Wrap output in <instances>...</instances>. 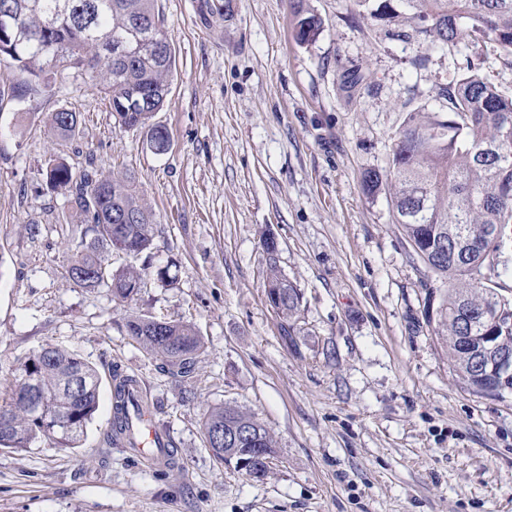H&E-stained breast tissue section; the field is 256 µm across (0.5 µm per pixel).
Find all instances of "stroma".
Returning a JSON list of instances; mask_svg holds the SVG:
<instances>
[{
    "label": "stroma",
    "instance_id": "obj_1",
    "mask_svg": "<svg viewBox=\"0 0 512 512\" xmlns=\"http://www.w3.org/2000/svg\"><path fill=\"white\" fill-rule=\"evenodd\" d=\"M322 21L299 42L291 0H157L176 50L153 118L171 146L115 122L88 79L14 98L0 79V400L32 352L66 348L95 365L99 408L77 449L0 450V512H512V396L458 380L434 334L441 283L392 222L387 191L366 193L409 112L434 109L464 47L429 49L409 23L385 37L347 0H303ZM81 116L57 139L50 116ZM134 178L156 218L130 260L145 286L121 302L65 268L79 232L48 159ZM277 265L304 299L291 336L264 288ZM175 262V280L155 271ZM191 323L206 344L185 382L124 331L126 317ZM134 378L178 450L150 472L104 447L111 372ZM232 403L273 434L260 481L215 462L200 424Z\"/></svg>",
    "mask_w": 512,
    "mask_h": 512
}]
</instances>
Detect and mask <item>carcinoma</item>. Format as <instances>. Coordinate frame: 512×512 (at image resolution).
<instances>
[{"label":"carcinoma","mask_w":512,"mask_h":512,"mask_svg":"<svg viewBox=\"0 0 512 512\" xmlns=\"http://www.w3.org/2000/svg\"><path fill=\"white\" fill-rule=\"evenodd\" d=\"M0 0L10 11L11 28L25 33L12 49L0 46L5 61L22 75L14 86L18 100L41 95L51 80L67 69L85 75L100 88L119 126L149 128L147 145L156 153L170 146L166 129L151 123L164 107L175 70V54L153 51L171 42L155 0ZM353 11L366 14L378 27L400 19L414 22L413 32L434 46L460 44L478 57L512 56V0H349ZM297 36L309 41L305 28L316 31L322 21L293 0ZM145 25L148 47L118 66L101 44L129 35L133 22ZM442 103L429 112H410L392 148L389 165L364 173V191L389 192L392 223L398 225L414 254L443 285L435 311V333L448 348L459 381L472 393L503 398L512 395V379L497 381L480 373L473 359L494 344L512 351V295L492 285L500 277L498 258L512 245V96L502 94L472 60L450 87L441 89ZM80 114L58 110L51 129L61 139L76 135ZM48 181L72 196L87 224L68 261V278L83 288L106 287L112 297L131 301L144 279L132 265L112 271L99 259L102 249L122 245L135 259L151 248L155 219L139 189L128 177H100L72 172L65 163L48 160ZM269 255L266 296L291 335L302 293L276 265V242L267 237ZM125 329L150 355L166 358L172 373L186 376L205 342L195 328L181 322L131 316ZM471 336L468 346L461 337ZM112 421L105 442L123 441L130 425V388L135 380L113 374ZM101 377L88 362L56 346L41 348L15 370V389L0 404V447L33 448L49 441L57 448H78L99 406ZM37 387L39 417L27 395ZM246 427L259 447L276 448L268 428L252 413L231 404L209 409L202 432Z\"/></svg>","instance_id":"1"}]
</instances>
